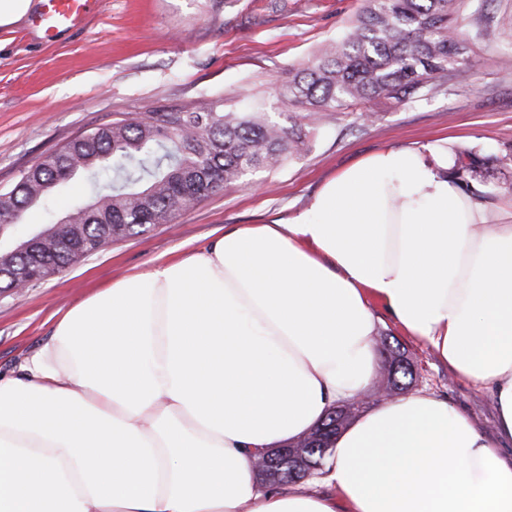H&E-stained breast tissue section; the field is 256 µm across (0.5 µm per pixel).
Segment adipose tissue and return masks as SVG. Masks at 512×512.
Listing matches in <instances>:
<instances>
[{"label":"adipose tissue","instance_id":"adipose-tissue-1","mask_svg":"<svg viewBox=\"0 0 512 512\" xmlns=\"http://www.w3.org/2000/svg\"><path fill=\"white\" fill-rule=\"evenodd\" d=\"M447 141L384 146L309 207L113 280L0 376V512H512V199L476 201ZM394 323L488 387V436L433 395L381 400L321 470L265 451L362 395Z\"/></svg>","mask_w":512,"mask_h":512}]
</instances>
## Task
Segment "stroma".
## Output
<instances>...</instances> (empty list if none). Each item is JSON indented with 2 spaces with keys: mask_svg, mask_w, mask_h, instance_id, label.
Here are the masks:
<instances>
[{
  "mask_svg": "<svg viewBox=\"0 0 512 512\" xmlns=\"http://www.w3.org/2000/svg\"><path fill=\"white\" fill-rule=\"evenodd\" d=\"M359 0H101L78 29L52 40L18 21L0 26V190L42 154L96 126L162 105L223 93L225 108L265 100L273 120L290 124L278 94L293 68L340 36ZM492 19L488 38L474 40L480 17ZM461 38L474 40L469 66L447 83L406 101L374 100L363 109L331 113L313 127L301 159L261 171L195 203L171 223L117 241L66 273L0 296V373L52 334L56 318L91 289L164 264L205 245L218 229L266 224L309 207L321 185L342 168L385 145L450 138L453 152L479 147L503 158L482 189L485 202L512 196V0H470ZM374 114L365 122L359 112ZM76 182L66 194L32 207L14 237L61 217L88 194ZM376 337L399 345L409 359L410 393L448 402L485 432L495 427L488 391L440 364L405 336L377 296Z\"/></svg>",
  "mask_w": 512,
  "mask_h": 512,
  "instance_id": "obj_1",
  "label": "stroma"
}]
</instances>
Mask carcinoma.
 Here are the masks:
<instances>
[{
	"instance_id": "1",
	"label": "carcinoma",
	"mask_w": 512,
	"mask_h": 512,
	"mask_svg": "<svg viewBox=\"0 0 512 512\" xmlns=\"http://www.w3.org/2000/svg\"><path fill=\"white\" fill-rule=\"evenodd\" d=\"M465 0H361L343 34L321 45L288 81L280 102L300 121L289 127L268 118L263 105L224 109V95L164 105L143 116L89 130L41 157L0 191L13 206L0 236L18 216L56 188L85 176L97 184L101 171L112 183L78 200L64 214L52 247L43 256L42 281L63 273L115 241L170 223L200 201L258 170H274L308 148L305 128L329 112L376 99L405 102L448 82L468 65L471 48L456 35ZM453 175L469 189L499 159L472 148ZM89 242L83 251L74 243ZM29 257L12 247L0 252V294L15 290ZM334 440L309 453L319 469Z\"/></svg>"
}]
</instances>
